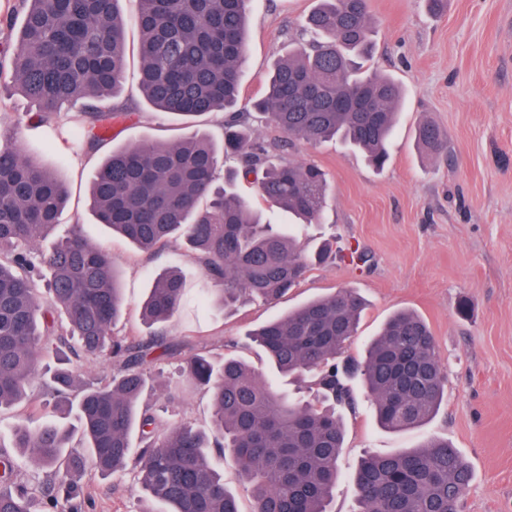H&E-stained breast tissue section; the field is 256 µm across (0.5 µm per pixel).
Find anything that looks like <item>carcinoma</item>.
<instances>
[{"mask_svg": "<svg viewBox=\"0 0 512 512\" xmlns=\"http://www.w3.org/2000/svg\"><path fill=\"white\" fill-rule=\"evenodd\" d=\"M122 0H22L24 14L13 47L9 79L43 122L65 103H79L73 140L100 145L131 113L112 105L126 74V19ZM139 88L146 102L191 122L230 111L223 138L206 133L177 142L142 140L112 151L90 188L98 223L137 248L158 253L173 239L197 252L224 304L243 297L275 303L328 257L302 253L296 238L254 209L236 189L256 175L271 208L302 224L319 223L326 174L312 164L275 162L283 144L255 134L249 115L234 111L246 55L250 0H139ZM305 30L312 41L278 59L266 94L252 108L288 136V144L335 139L383 168L396 132L402 87L370 70L371 19L367 0H315ZM418 144L437 151L445 133L418 130ZM239 169L214 188L224 161ZM67 200L62 178L38 157L0 133V410L23 407L12 447L35 471L23 478L17 458L0 452V512H33L35 494L57 508V493L76 490L84 458L103 476L132 468L140 488L167 512H241L238 497L210 463L213 449H232L249 485L252 512H331L341 481L342 411H354L358 381L373 401L381 427L396 431L431 420L448 386L434 338L412 312H398L360 360L345 358L357 333L364 299L341 289L312 299L252 334L279 372L316 379L307 401L287 397L232 356L215 364L206 347L169 342L156 329L136 342L112 334L125 309L112 258L79 226L48 252L39 248L59 223ZM49 274L44 297L36 281ZM180 277L155 278L142 307L144 323L167 322L183 305ZM187 386L210 395V427H165L140 404L150 367L182 354ZM55 356L49 388L76 400L79 426L63 428L41 415L31 383L42 359ZM99 358L109 370L82 382L70 356ZM471 478L457 449L432 439L418 448L367 456L352 478L354 512H459Z\"/></svg>", "mask_w": 512, "mask_h": 512, "instance_id": "cac0c4a2", "label": "carcinoma"}]
</instances>
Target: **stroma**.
<instances>
[{
    "label": "stroma",
    "instance_id": "35a3bbf8",
    "mask_svg": "<svg viewBox=\"0 0 512 512\" xmlns=\"http://www.w3.org/2000/svg\"><path fill=\"white\" fill-rule=\"evenodd\" d=\"M376 45L372 67L395 77L404 106L391 159L383 171L336 141L285 149V163H308L325 171L330 193L321 221L291 231L306 250L330 243L334 252L365 251L356 267L328 258L278 304L245 301L232 308L185 305L166 325L169 338L201 341L215 360L234 354L258 375L292 397H308L310 381L278 374L248 335L304 301L340 288L366 299L358 334L346 353L362 358L369 341L395 312L409 310L427 323L448 392L431 422L399 432L382 430L371 399L356 388L358 408L345 413V445L338 466L346 480L336 489L332 512H353L347 477L367 455L418 447L431 438L448 441L470 465L461 512H512V0H368ZM314 0H253L241 99L260 97L270 66L301 42V24ZM125 85L116 106L132 112L112 138L98 146L73 147L71 109L47 122H31L32 106L12 84H0V129L41 156L65 179L69 202L61 222L41 241L50 250L72 225L107 252L121 274L126 311L113 328L140 339L147 332L140 306L157 275L172 270L190 295L210 282L186 246L170 243L162 256L138 250L96 222L87 189L113 149L148 138L174 142L203 131L223 135L225 113L192 124L150 107L139 93V41L128 27ZM439 126L448 150L430 153L417 143L420 126ZM466 313H459L460 303ZM180 363L157 365L152 390L142 396L166 425L208 427V396L165 402L161 389L183 382ZM80 512H165L143 494L132 473L104 477L85 467L74 500Z\"/></svg>",
    "mask_w": 512,
    "mask_h": 512
}]
</instances>
